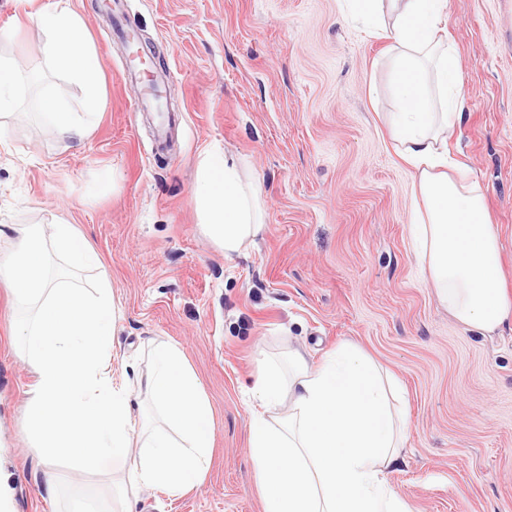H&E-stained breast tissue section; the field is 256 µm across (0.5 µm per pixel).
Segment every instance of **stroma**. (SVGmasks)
I'll return each instance as SVG.
<instances>
[{"label":"stroma","mask_w":512,"mask_h":512,"mask_svg":"<svg viewBox=\"0 0 512 512\" xmlns=\"http://www.w3.org/2000/svg\"><path fill=\"white\" fill-rule=\"evenodd\" d=\"M78 13L104 101L90 137L60 142L36 104L65 86L30 12ZM124 23L160 53L181 119L159 147L160 117L134 111L100 0H0V56L39 80L16 92L0 148V224L61 218L101 255L117 312L106 362L139 429L155 424L138 380L161 344L178 345L213 410L211 466L172 496L142 489L132 512H262L250 457L259 360L299 350L318 367L351 346L392 374L409 422L385 475L407 512H512V328L482 336L452 317L410 248L414 169L389 133L396 105L388 41L343 0H124ZM465 119L448 152L485 191L512 290V0H447ZM218 147L257 179L263 235L231 255L203 233L192 202L200 154ZM23 308L0 287V512H67L109 475L47 464L24 431L34 368L10 344ZM53 466L66 494L49 499Z\"/></svg>","instance_id":"obj_1"}]
</instances>
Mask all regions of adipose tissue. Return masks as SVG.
<instances>
[{"label":"adipose tissue","instance_id":"obj_1","mask_svg":"<svg viewBox=\"0 0 512 512\" xmlns=\"http://www.w3.org/2000/svg\"><path fill=\"white\" fill-rule=\"evenodd\" d=\"M395 54L392 90L399 103L391 135L417 174L412 247L453 317L487 335L512 323V298L500 288L501 261L481 186L451 175L446 137L464 119L455 53L442 35L445 0H388L394 17L383 27L378 0H348ZM34 20L53 66L79 82L84 109L70 111L62 89L41 104V117L63 142L92 132L103 99L97 58L76 13L44 7ZM193 199L206 235L225 254L240 252L264 230L253 180L222 152H204ZM0 283L30 313L15 322L22 357L38 372L25 430L47 458L65 455L79 469L109 459L122 468L109 500L155 487L177 495L199 484L211 463V406L175 345L159 346L141 380L164 428L137 435L128 391L103 371L115 303L107 278L94 291L51 279L48 253L73 269L102 270L100 255L68 223L1 224ZM282 376L259 364L255 392L266 413L253 420L249 445L264 512H404L385 471L399 459L405 422L388 405L394 381L358 350L344 347L319 368L289 352Z\"/></svg>","mask_w":512,"mask_h":512}]
</instances>
